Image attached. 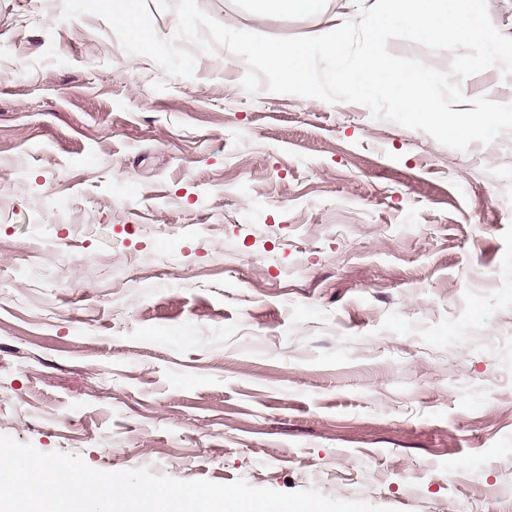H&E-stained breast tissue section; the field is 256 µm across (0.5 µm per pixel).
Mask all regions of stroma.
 I'll return each instance as SVG.
<instances>
[{
	"label": "stroma",
	"mask_w": 512,
	"mask_h": 512,
	"mask_svg": "<svg viewBox=\"0 0 512 512\" xmlns=\"http://www.w3.org/2000/svg\"><path fill=\"white\" fill-rule=\"evenodd\" d=\"M230 27L295 37L336 9ZM0 0V434L92 469L512 512V132L170 77Z\"/></svg>",
	"instance_id": "stroma-1"
}]
</instances>
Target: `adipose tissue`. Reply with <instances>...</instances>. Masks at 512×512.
I'll list each match as a JSON object with an SVG mask.
<instances>
[{"mask_svg": "<svg viewBox=\"0 0 512 512\" xmlns=\"http://www.w3.org/2000/svg\"><path fill=\"white\" fill-rule=\"evenodd\" d=\"M344 7V12L335 14L324 27L309 32L294 48L260 43L255 46V53L286 75L291 67H306L312 48L320 46L336 50L350 22L360 23L371 38H378L383 30L382 16L377 12L374 0H345Z\"/></svg>", "mask_w": 512, "mask_h": 512, "instance_id": "ef3b65f1", "label": "adipose tissue"}]
</instances>
